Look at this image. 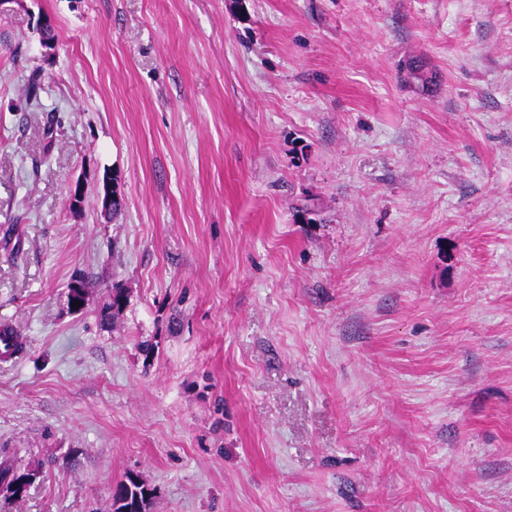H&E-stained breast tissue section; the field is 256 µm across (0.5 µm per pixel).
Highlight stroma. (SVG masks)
Listing matches in <instances>:
<instances>
[{
    "mask_svg": "<svg viewBox=\"0 0 512 512\" xmlns=\"http://www.w3.org/2000/svg\"><path fill=\"white\" fill-rule=\"evenodd\" d=\"M4 321L0 512H512V0H9ZM153 497V489L149 488L136 476L130 475L115 487L112 495L113 512H146Z\"/></svg>",
    "mask_w": 512,
    "mask_h": 512,
    "instance_id": "obj_1",
    "label": "stroma"
}]
</instances>
